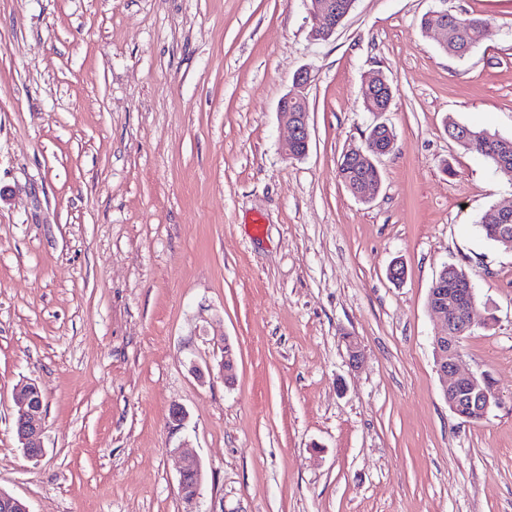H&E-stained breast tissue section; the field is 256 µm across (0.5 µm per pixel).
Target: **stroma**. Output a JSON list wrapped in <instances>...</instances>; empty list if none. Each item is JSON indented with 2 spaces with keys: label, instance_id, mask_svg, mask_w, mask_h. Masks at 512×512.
Segmentation results:
<instances>
[{
  "label": "stroma",
  "instance_id": "stroma-1",
  "mask_svg": "<svg viewBox=\"0 0 512 512\" xmlns=\"http://www.w3.org/2000/svg\"><path fill=\"white\" fill-rule=\"evenodd\" d=\"M441 10L492 34L448 55L420 27ZM310 29L302 0H0V490L31 512H185L188 455L196 512H512V249L477 227L512 183L445 128L512 138V0H356L331 40ZM303 68L297 159L277 108ZM377 70L396 93L368 112ZM379 123L363 201L338 163ZM447 264L483 320L476 422L435 366ZM15 430L25 457L36 459L42 455L37 441L42 433L40 418L43 413L42 394L35 383L20 385L15 393ZM202 480L203 474L199 461L195 458H184L179 470V488L182 498L188 502L198 498Z\"/></svg>",
  "mask_w": 512,
  "mask_h": 512
}]
</instances>
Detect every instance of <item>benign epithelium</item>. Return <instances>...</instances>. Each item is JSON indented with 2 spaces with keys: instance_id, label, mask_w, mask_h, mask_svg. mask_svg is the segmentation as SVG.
<instances>
[{
  "instance_id": "7a95c632",
  "label": "benign epithelium",
  "mask_w": 512,
  "mask_h": 512,
  "mask_svg": "<svg viewBox=\"0 0 512 512\" xmlns=\"http://www.w3.org/2000/svg\"><path fill=\"white\" fill-rule=\"evenodd\" d=\"M312 22L310 36L315 41H327L336 34V30L351 12L355 0L344 9L336 8V0H304ZM310 71L299 70L294 76V89L285 95L278 106L281 120L288 125L291 138L288 143V155L303 157L309 150L308 101L305 95L310 83ZM394 142L388 135H374L364 141L360 148L348 149L350 157L371 164L392 151ZM438 283L428 296V308L443 319L446 327L443 334L433 339L436 368L442 384V392L449 410L460 418H467L462 410H473L485 417L495 403V393L488 378L463 373L459 369L460 343L462 335L474 325V313L477 308L475 288L472 281L448 282V275L441 272L436 277ZM349 363L356 367L363 359V349L352 336L344 337ZM15 430L25 457L36 459L42 455L37 441L42 433L40 418L43 413V398L38 386L32 382L16 389ZM203 474L199 461L187 457L183 459L179 470V488L181 496L188 502L194 501L200 494ZM0 512H30L27 505L17 497L0 491Z\"/></svg>"
}]
</instances>
